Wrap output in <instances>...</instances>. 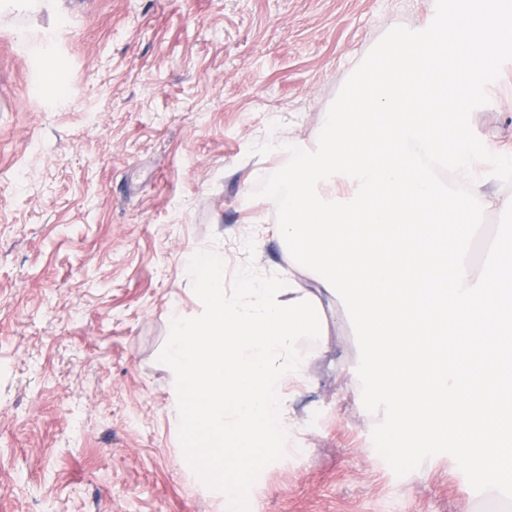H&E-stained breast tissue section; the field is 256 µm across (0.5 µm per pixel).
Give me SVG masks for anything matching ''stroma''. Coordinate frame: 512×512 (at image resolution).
Wrapping results in <instances>:
<instances>
[{
  "label": "stroma",
  "mask_w": 512,
  "mask_h": 512,
  "mask_svg": "<svg viewBox=\"0 0 512 512\" xmlns=\"http://www.w3.org/2000/svg\"><path fill=\"white\" fill-rule=\"evenodd\" d=\"M436 0H0V512H220L182 455L159 356L170 310L199 316L193 253L228 274L288 266L257 213L253 153L276 130L313 141L344 82ZM47 34L51 53L17 33ZM471 117L512 148V62ZM254 238L247 256L240 242ZM292 401L290 456L249 512H489L450 455L396 475L353 391L346 310L325 305Z\"/></svg>",
  "instance_id": "1"
}]
</instances>
